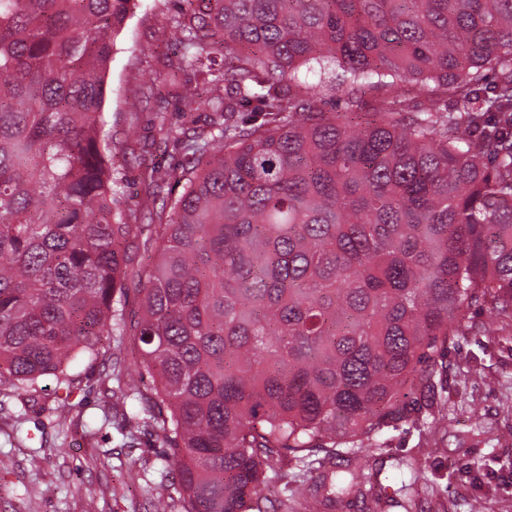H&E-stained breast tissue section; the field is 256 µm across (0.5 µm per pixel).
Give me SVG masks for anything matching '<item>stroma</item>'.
<instances>
[{
    "mask_svg": "<svg viewBox=\"0 0 512 512\" xmlns=\"http://www.w3.org/2000/svg\"><path fill=\"white\" fill-rule=\"evenodd\" d=\"M177 0H138L116 40L108 72L105 110L116 137L123 177L124 209L147 203L142 159L161 171L178 168L181 156L165 150L168 125L180 123L179 103L160 80L171 52L166 31ZM488 314L471 310V326L449 349L445 418L438 436L404 424L390 431V452L409 455L421 468L425 487L416 488L415 512H512V322L494 334L481 332ZM112 381L102 362L83 374L79 390L64 396L54 388L38 392L23 421L14 418L18 400L0 389V512H181V503L157 470L168 448L149 427L128 431L123 408L112 398ZM67 418L57 429L50 410ZM42 438L36 453L17 447L15 425Z\"/></svg>",
    "mask_w": 512,
    "mask_h": 512,
    "instance_id": "obj_1",
    "label": "stroma"
}]
</instances>
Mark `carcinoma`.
<instances>
[{
  "label": "carcinoma",
  "instance_id": "obj_1",
  "mask_svg": "<svg viewBox=\"0 0 512 512\" xmlns=\"http://www.w3.org/2000/svg\"><path fill=\"white\" fill-rule=\"evenodd\" d=\"M179 2L165 68L209 122L168 130L181 192L145 171L158 255L133 269L103 107L135 0H0V384L74 393L123 342L132 281L152 387L108 377L184 512H269L288 457L309 512L364 497L363 459L437 403L469 311L512 317V0Z\"/></svg>",
  "mask_w": 512,
  "mask_h": 512
}]
</instances>
